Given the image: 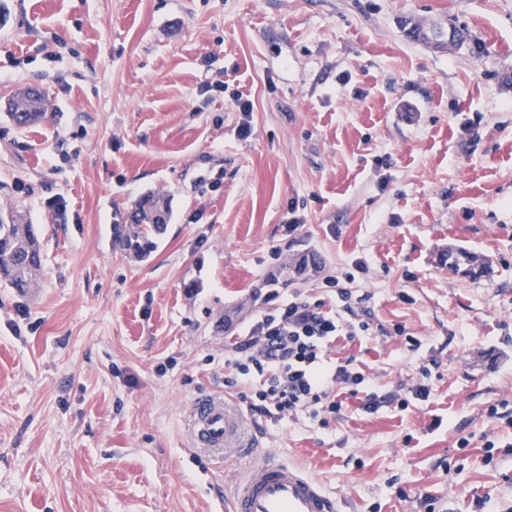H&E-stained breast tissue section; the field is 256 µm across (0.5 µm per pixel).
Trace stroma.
I'll return each instance as SVG.
<instances>
[{
	"label": "stroma",
	"instance_id": "1",
	"mask_svg": "<svg viewBox=\"0 0 512 512\" xmlns=\"http://www.w3.org/2000/svg\"><path fill=\"white\" fill-rule=\"evenodd\" d=\"M31 86L47 116L19 127ZM148 194L171 211L138 258L116 236ZM0 207L43 245L31 294L0 283V512H225L246 447L346 512H512V0H0ZM359 259L355 317L390 333L326 361L428 400L250 415L235 343L289 296L335 307ZM202 393L239 414L220 460L191 445ZM9 119L17 126H30L45 117V100L41 92L28 89L10 103ZM448 260H451L448 262V268L456 272L459 271L461 265H466L465 271L473 275H476V269L482 273L485 268V261L468 252L448 250Z\"/></svg>",
	"mask_w": 512,
	"mask_h": 512
}]
</instances>
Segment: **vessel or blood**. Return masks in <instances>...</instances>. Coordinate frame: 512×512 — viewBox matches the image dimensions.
<instances>
[{"mask_svg": "<svg viewBox=\"0 0 512 512\" xmlns=\"http://www.w3.org/2000/svg\"><path fill=\"white\" fill-rule=\"evenodd\" d=\"M190 423L194 447L221 454L234 438L238 425L235 413L226 409L223 398H196ZM344 502L330 495L303 469L272 457L250 465L236 483L229 512H344Z\"/></svg>", "mask_w": 512, "mask_h": 512, "instance_id": "vessel-or-blood-1", "label": "vessel or blood"}]
</instances>
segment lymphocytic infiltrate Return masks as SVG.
<instances>
[{
  "label": "lymphocytic infiltrate",
  "mask_w": 512,
  "mask_h": 512,
  "mask_svg": "<svg viewBox=\"0 0 512 512\" xmlns=\"http://www.w3.org/2000/svg\"><path fill=\"white\" fill-rule=\"evenodd\" d=\"M345 278L328 277L325 287L335 289L339 314L325 312L322 302L296 298L282 302L261 315L235 347L232 360L235 383L252 388L248 409L277 422L287 415L317 417L325 411L340 416L339 391L357 394L364 375L340 364L328 366L325 349L339 336L348 338L385 335L384 326L345 320L351 312L352 291Z\"/></svg>",
  "instance_id": "f902f5d3"
}]
</instances>
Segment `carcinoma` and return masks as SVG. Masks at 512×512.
Wrapping results in <instances>:
<instances>
[{
    "label": "carcinoma",
    "instance_id": "1",
    "mask_svg": "<svg viewBox=\"0 0 512 512\" xmlns=\"http://www.w3.org/2000/svg\"><path fill=\"white\" fill-rule=\"evenodd\" d=\"M46 115L41 92L28 89L10 103L8 117L17 126H30ZM160 197L149 195L127 214L126 232L118 238L119 245L137 257H145L152 247V236L168 223L169 210H164L162 223H152ZM448 268L474 274L485 268V261L463 251H448ZM41 267V247L34 225L23 223L22 215L13 208H0V279L18 294H27L34 286V273Z\"/></svg>",
    "mask_w": 512,
    "mask_h": 512
}]
</instances>
